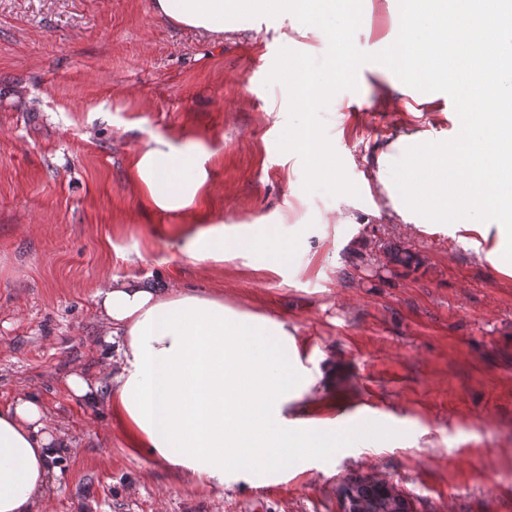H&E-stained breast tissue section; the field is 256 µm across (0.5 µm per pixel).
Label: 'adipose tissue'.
Here are the masks:
<instances>
[{"label": "adipose tissue", "instance_id": "adipose-tissue-1", "mask_svg": "<svg viewBox=\"0 0 512 512\" xmlns=\"http://www.w3.org/2000/svg\"><path fill=\"white\" fill-rule=\"evenodd\" d=\"M264 15L278 40H321L360 24L356 0H154L155 14L210 39L244 32L232 8ZM289 32H282V25ZM512 86L493 82L467 114L454 145L414 133L389 142L376 179L402 223H443L497 273L512 278V182L490 176L488 162L512 169V113L500 103ZM211 158L198 142L157 134L131 157L129 176L142 200L165 218L182 220L180 252L196 263L256 252L267 269L293 263L298 240L270 225L240 236L223 223L201 225L194 211L208 188ZM96 304L112 347L108 387L73 373L66 385L89 402L105 401L129 448L147 452L186 482L223 494L227 477L269 482L284 462L336 457L342 449L413 442L410 432L366 420L336 418L335 351L318 358L276 317L238 310L223 292L158 288L147 278L115 276L97 288ZM55 436L38 400L21 394L0 407V512H44L53 484Z\"/></svg>", "mask_w": 512, "mask_h": 512}]
</instances>
